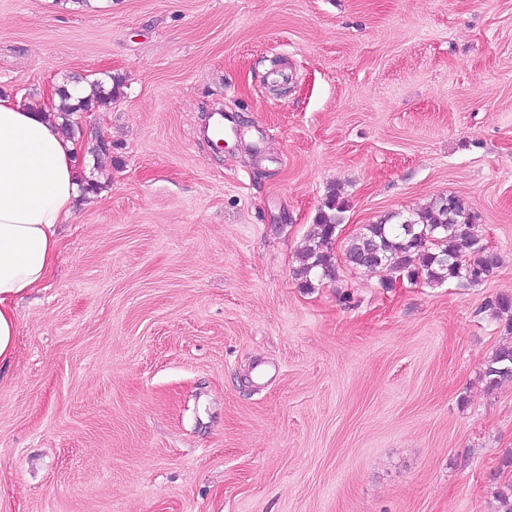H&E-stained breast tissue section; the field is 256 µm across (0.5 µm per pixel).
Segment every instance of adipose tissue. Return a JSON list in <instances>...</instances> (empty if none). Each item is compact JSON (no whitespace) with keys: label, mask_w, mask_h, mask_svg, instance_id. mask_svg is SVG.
<instances>
[{"label":"adipose tissue","mask_w":512,"mask_h":512,"mask_svg":"<svg viewBox=\"0 0 512 512\" xmlns=\"http://www.w3.org/2000/svg\"><path fill=\"white\" fill-rule=\"evenodd\" d=\"M76 141L55 112L0 96V370L14 357V304L47 280L60 225L75 217L81 181Z\"/></svg>","instance_id":"ef3b65f1"}]
</instances>
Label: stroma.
<instances>
[{
  "mask_svg": "<svg viewBox=\"0 0 512 512\" xmlns=\"http://www.w3.org/2000/svg\"><path fill=\"white\" fill-rule=\"evenodd\" d=\"M113 77L109 110L72 117L99 188L0 375L6 512H493L512 0H0L1 92L41 108ZM332 190L334 258L454 195L499 266L468 288L344 265L301 287ZM481 378L489 391L497 388L504 380L512 379V340L495 350L486 362Z\"/></svg>",
  "mask_w": 512,
  "mask_h": 512,
  "instance_id": "obj_1",
  "label": "stroma"
}]
</instances>
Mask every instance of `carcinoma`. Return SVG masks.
Instances as JSON below:
<instances>
[{
	"label": "carcinoma",
	"mask_w": 512,
	"mask_h": 512,
	"mask_svg": "<svg viewBox=\"0 0 512 512\" xmlns=\"http://www.w3.org/2000/svg\"><path fill=\"white\" fill-rule=\"evenodd\" d=\"M119 80L109 89H98L90 97L75 99L68 89L58 91L55 110L63 119L67 133H73L69 117L76 112L107 109L121 95ZM342 203L336 191L325 199L324 211L312 225L308 246L294 274L305 288L314 282L337 279L339 266L323 249L342 224ZM344 264L369 269L387 268L410 281L437 286L455 280L462 288L476 286L499 265L497 253L476 234L475 224L463 199L439 197L408 215L386 216L365 225L363 232L348 239L343 248ZM486 390L492 391L512 379V340L500 345L486 362L481 374ZM494 512H512V480L497 484L492 491Z\"/></svg>",
	"instance_id": "carcinoma-1"
}]
</instances>
